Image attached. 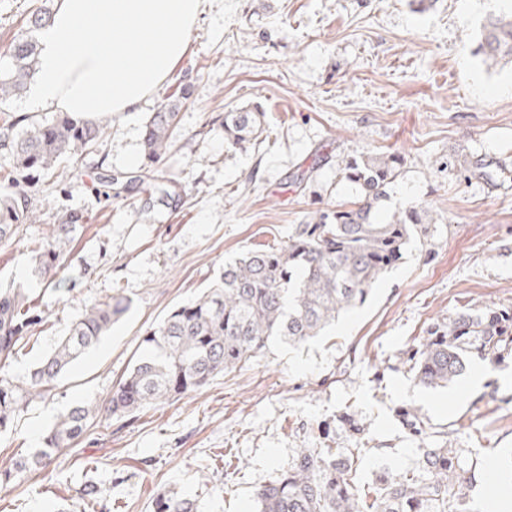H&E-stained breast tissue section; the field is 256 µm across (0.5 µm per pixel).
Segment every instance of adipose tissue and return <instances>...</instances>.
<instances>
[{
    "label": "adipose tissue",
    "mask_w": 512,
    "mask_h": 512,
    "mask_svg": "<svg viewBox=\"0 0 512 512\" xmlns=\"http://www.w3.org/2000/svg\"><path fill=\"white\" fill-rule=\"evenodd\" d=\"M205 0H58L27 107L86 118L137 106L182 60ZM95 27L99 34L84 37Z\"/></svg>",
    "instance_id": "adipose-tissue-1"
}]
</instances>
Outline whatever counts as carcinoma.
Masks as SVG:
<instances>
[{"mask_svg": "<svg viewBox=\"0 0 512 512\" xmlns=\"http://www.w3.org/2000/svg\"><path fill=\"white\" fill-rule=\"evenodd\" d=\"M50 14L48 0L30 6V28L4 50L0 70V150L14 169L30 181L50 174L64 155H77L104 139L106 122L58 112L49 120L31 122L8 110L35 74L38 42L33 30ZM474 54L494 66L512 62V16H492L480 29ZM180 96L151 113L142 134L145 164L138 174L105 171L103 187L115 197L134 194L139 211L150 215L159 206L179 202L182 184L158 169L171 153L178 134ZM265 113L240 109L224 113V140L243 148L259 138ZM403 157L369 153L345 161L343 177L356 184L362 200L348 210L323 211L309 224H297L279 247L249 249L224 265L212 287L195 300L172 307L146 333L140 354L101 403L77 404L62 412L43 439V446L10 459L0 471L8 482L48 470L64 448L77 444L89 422L156 405L196 391L219 374L241 368L278 336L300 344L320 335L338 316L366 300L374 283L405 252L411 237L427 234L425 210L410 206L385 223L372 218L375 205L397 175ZM11 192L0 197V243L15 238L21 227L41 222L32 196L13 178ZM82 228L78 216L53 224L35 255L36 272L47 278L63 254V245ZM124 297L91 304L21 381L4 369L18 347L43 319L28 289L0 292V433L37 397L45 396L64 370L94 346L128 311ZM512 353V307L467 310L434 322L419 344L404 352L413 380L428 387H447L463 375L469 358L492 362ZM410 434L427 433L429 423L414 408L398 411ZM360 448H299L278 479L256 491L257 512H471L469 492L483 472L464 449L423 448L415 466L377 475L375 486L361 495L353 482ZM154 512H198L195 502L175 490L154 498Z\"/></svg>", "mask_w": 512, "mask_h": 512, "instance_id": "carcinoma-1", "label": "carcinoma"}]
</instances>
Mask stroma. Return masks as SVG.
Segmentation results:
<instances>
[{"label":"stroma","mask_w":512,"mask_h":512,"mask_svg":"<svg viewBox=\"0 0 512 512\" xmlns=\"http://www.w3.org/2000/svg\"><path fill=\"white\" fill-rule=\"evenodd\" d=\"M512 0H207L187 53L138 111L111 116L101 145L59 159L32 190L40 223L0 244V289L42 294L45 320L8 368L24 376L90 303L116 293L128 312L76 360L50 395L34 399L0 435V467L41 447L58 416L111 393L145 331L217 280L249 247L277 246L320 211L356 207L340 167L365 152L401 153L375 218L427 211L402 262L335 330L298 347L270 339L247 366L181 399L92 422L46 475L0 483V512H153L157 491L195 499L199 512H253L256 489L275 481L295 449L361 447L355 484L413 465L423 448L467 449L484 475L470 498L487 512L493 489L512 488V359L471 358L443 388L414 382L401 354L436 320L465 309L512 306V64L471 53L481 24ZM180 138L162 168L179 171L178 207L141 214L133 197L93 191L100 167L139 170L142 130L178 85ZM261 105V143L224 142V115ZM81 215L56 289L43 290L32 256L58 217ZM419 410L433 434L414 437L396 416ZM349 413L363 440L323 425Z\"/></svg>","instance_id":"35a3bbf8"}]
</instances>
